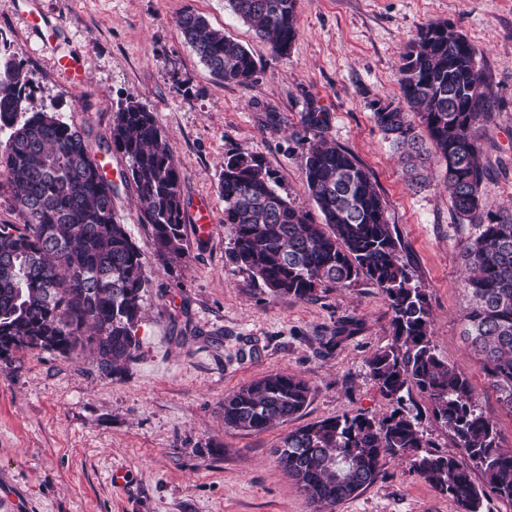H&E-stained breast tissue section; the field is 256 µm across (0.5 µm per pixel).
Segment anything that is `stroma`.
Wrapping results in <instances>:
<instances>
[{
	"label": "stroma",
	"instance_id": "obj_1",
	"mask_svg": "<svg viewBox=\"0 0 512 512\" xmlns=\"http://www.w3.org/2000/svg\"><path fill=\"white\" fill-rule=\"evenodd\" d=\"M192 10L250 50V84L216 82L178 27ZM56 24L51 41L30 26ZM446 21L476 46L494 91L478 127L484 171L480 223L512 215V0H298V35L276 54L227 0H0V53L23 63L29 107H55L80 131L112 178L127 167L104 141L118 105L149 109L168 138L181 175L185 212L209 199L214 223L186 233L184 258L157 254L140 223L135 194L120 187L114 210L142 254L148 286L126 372L102 374L88 352H17L0 363V512H311L272 453L289 428L325 418L381 417L395 405L371 379L367 360L390 343L392 311L366 278L308 301L275 297L228 263L230 231L219 180L229 153L261 156L278 192L309 209L304 155L324 139L371 173L403 260L425 289L436 354L470 382L502 448L512 449V411L462 336L469 303L460 258L473 234L456 216L437 163L411 186L373 105L399 101L400 58L418 29ZM72 54L84 68L73 87L55 65ZM319 124H311L310 113ZM350 335L335 348L339 326ZM286 371L310 386L292 424L261 433L224 425V397L266 374ZM431 446L463 458L436 422L428 398L412 391ZM127 483L112 484L113 468ZM335 512H458L448 496L389 456L372 485Z\"/></svg>",
	"mask_w": 512,
	"mask_h": 512
}]
</instances>
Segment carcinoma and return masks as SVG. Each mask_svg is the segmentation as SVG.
Wrapping results in <instances>:
<instances>
[{
	"label": "carcinoma",
	"mask_w": 512,
	"mask_h": 512,
	"mask_svg": "<svg viewBox=\"0 0 512 512\" xmlns=\"http://www.w3.org/2000/svg\"><path fill=\"white\" fill-rule=\"evenodd\" d=\"M233 11L279 54L298 35L297 0H228ZM181 35L210 73L248 84L258 64L244 46L191 10ZM478 50L446 22L422 26L401 56L399 84L422 128L391 103L375 108L376 124L400 152L410 185L421 184L431 144L457 217L473 221L483 169L477 125L494 92L477 68ZM21 63L0 58V175L22 224H0V361L40 349L69 355L89 350L98 368L118 375L133 360L148 279L142 255L117 217V187L83 134L43 108L30 112ZM108 144L128 167L140 221L152 227L160 256L185 254L180 171L153 113L129 101L112 115ZM309 202L316 223L280 195L258 155L224 157L220 195L232 247L227 261L274 296L307 301L317 292L363 276L386 295L392 342L367 360L382 395L398 405L381 419L364 414L327 418L289 431L274 449L278 466L303 490L313 512L355 497L371 485L382 460L399 455L459 512H484L486 493L512 501V452L497 443L468 379L441 360L430 341V307L402 261V244L385 214L370 172L347 150L321 140L305 153ZM460 257L469 305L464 336L512 411V218L475 225ZM427 395L433 417L455 437L484 476L428 449L419 416L403 410L411 389ZM310 396L297 375L276 372L224 396V426L263 432L298 418Z\"/></svg>",
	"instance_id": "carcinoma-1"
}]
</instances>
